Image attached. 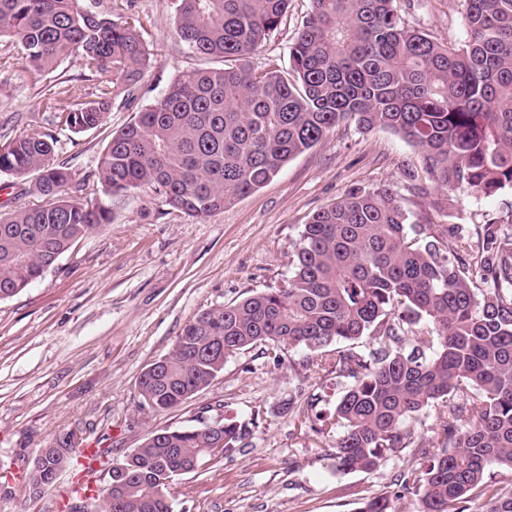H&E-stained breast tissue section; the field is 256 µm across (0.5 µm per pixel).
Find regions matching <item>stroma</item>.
Here are the masks:
<instances>
[{
	"label": "stroma",
	"instance_id": "1",
	"mask_svg": "<svg viewBox=\"0 0 512 512\" xmlns=\"http://www.w3.org/2000/svg\"><path fill=\"white\" fill-rule=\"evenodd\" d=\"M413 27L444 45L467 38L464 0H397ZM312 0H290L280 26L253 54L256 69L288 67V47ZM113 12L141 18L154 54L135 101L114 95L98 129L58 130L24 69L16 40H0V136L30 127L53 130L54 160L76 180L91 179L103 140L173 78L200 64L177 34L175 0H112ZM417 151L383 130L340 123L322 142L286 163L270 182L224 210L192 218L169 210L149 188L113 200L112 222L78 241L45 275L0 301V512H60L57 488L30 496L22 468L63 433L99 438L120 460L150 431L230 419L249 435L222 462L183 475L171 490L173 512H359L377 496L407 495L403 483L419 445L436 443L437 414L416 428L413 447L372 471L342 472L318 416L336 402V376L318 390L307 351L273 364L254 347L188 402L156 414L140 403L142 369L166 354L199 311L283 288L301 231L311 215L352 188L387 185L403 206L429 224H482L505 213L512 195L478 198L428 184L417 194L406 177L420 167ZM294 414L283 413L289 397Z\"/></svg>",
	"mask_w": 512,
	"mask_h": 512
}]
</instances>
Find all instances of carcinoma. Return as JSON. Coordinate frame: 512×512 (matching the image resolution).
I'll return each mask as SVG.
<instances>
[{"mask_svg": "<svg viewBox=\"0 0 512 512\" xmlns=\"http://www.w3.org/2000/svg\"><path fill=\"white\" fill-rule=\"evenodd\" d=\"M177 32L209 62L178 74L163 94L112 133L95 173L103 197L67 196L71 170L54 163L42 126L0 143V173L43 203L0 213V301L44 276L72 246L110 223L112 199L150 186L192 217L221 211L269 182L340 122L400 136L421 152L422 179L489 198L512 192V0H465L468 40L443 45L410 27L396 0H313L289 47L288 71L250 58L277 30L289 0H177ZM138 18L96 0H0V38L19 41L61 129L101 126L118 89H139L151 53ZM76 54L95 93L48 76ZM512 208L472 229L422 224L389 186L351 189L304 225L284 288L204 310L182 329L152 380L137 382L155 413L207 388L226 360L264 346L273 362L294 349L336 343V376L348 385L319 432L339 471H369L413 444L428 411L444 416L434 451L407 471L418 512H462L473 491L485 512H512ZM365 339L377 347L360 348ZM247 431L222 419L150 432L112 468V500L69 492L87 512H172L179 477L218 459ZM75 446L39 450L32 493L70 463ZM389 498L361 512H406Z\"/></svg>", "mask_w": 512, "mask_h": 512, "instance_id": "obj_1", "label": "carcinoma"}]
</instances>
